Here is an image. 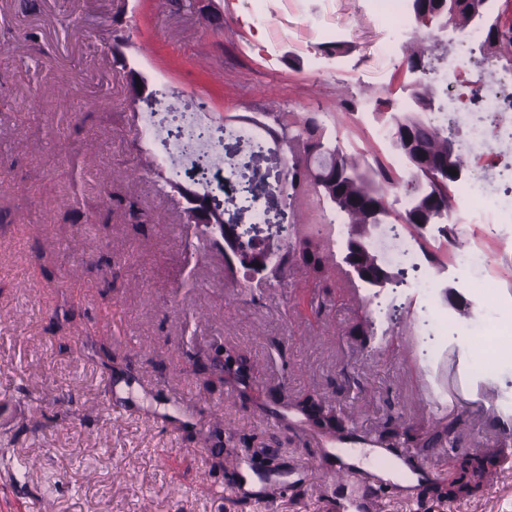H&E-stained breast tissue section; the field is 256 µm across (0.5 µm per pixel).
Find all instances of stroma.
I'll list each match as a JSON object with an SVG mask.
<instances>
[{"mask_svg": "<svg viewBox=\"0 0 512 512\" xmlns=\"http://www.w3.org/2000/svg\"><path fill=\"white\" fill-rule=\"evenodd\" d=\"M0 0V512H355L376 489L373 512H512V363L475 371L445 319L441 284L457 286L420 248L403 259V284L376 291L344 270L316 286L302 265L272 285L228 274L224 248L184 223L179 196L161 193L141 165L149 147L129 105L128 68L168 105H205L211 136L231 164L199 190L219 198L243 240L279 249L287 208L303 223L320 212L313 191L288 201L287 150L264 140L243 150L224 119L271 123L276 112L318 113L359 161L382 146L378 114L359 117L385 89L402 54L367 0ZM343 50L321 51V28ZM67 98H60V87ZM356 111L345 114L341 100ZM261 176L257 202L225 193ZM159 218L154 228L113 211L107 230L85 224L102 182ZM468 250L492 253L474 312L502 309L512 323V224L486 235L458 227ZM113 276H105V267ZM438 288L423 291L421 282ZM224 348L252 378L207 385L201 365ZM362 391L340 393L341 372ZM319 392L357 442L391 417L429 433L456 420L459 448H414L442 482L458 453L505 448L482 489L448 501L379 478L375 467L333 477L319 434L293 403Z\"/></svg>", "mask_w": 512, "mask_h": 512, "instance_id": "stroma-1", "label": "stroma"}]
</instances>
